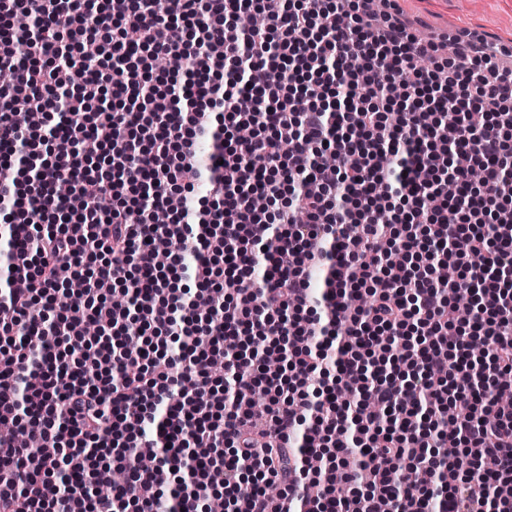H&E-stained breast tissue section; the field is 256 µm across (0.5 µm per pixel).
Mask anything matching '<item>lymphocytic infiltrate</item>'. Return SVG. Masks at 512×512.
<instances>
[{
  "instance_id": "lymphocytic-infiltrate-1",
  "label": "lymphocytic infiltrate",
  "mask_w": 512,
  "mask_h": 512,
  "mask_svg": "<svg viewBox=\"0 0 512 512\" xmlns=\"http://www.w3.org/2000/svg\"><path fill=\"white\" fill-rule=\"evenodd\" d=\"M366 2L0 0V512H512V71Z\"/></svg>"
}]
</instances>
